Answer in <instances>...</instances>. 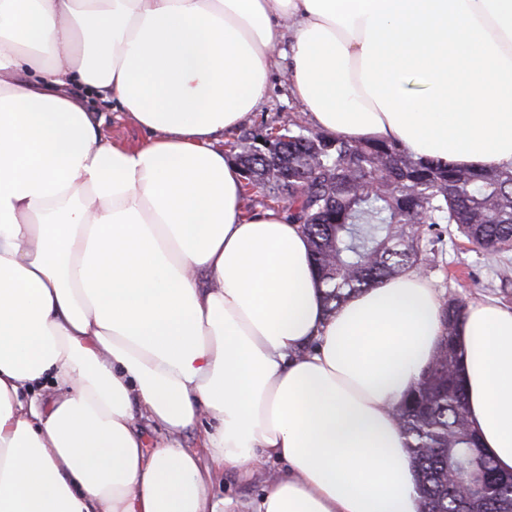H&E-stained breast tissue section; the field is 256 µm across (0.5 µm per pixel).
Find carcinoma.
Returning a JSON list of instances; mask_svg holds the SVG:
<instances>
[{"label":"carcinoma","instance_id":"cac0c4a2","mask_svg":"<svg viewBox=\"0 0 512 512\" xmlns=\"http://www.w3.org/2000/svg\"><path fill=\"white\" fill-rule=\"evenodd\" d=\"M288 136V141L281 137ZM244 191L301 224L331 313L351 296L428 260L443 233L493 254L512 250V169L421 161L390 140L349 141L288 121L233 143ZM466 305L440 310L437 354L396 406L423 512H512L503 474L471 428L459 328Z\"/></svg>","mask_w":512,"mask_h":512}]
</instances>
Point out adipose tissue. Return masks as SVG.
<instances>
[{
    "instance_id": "obj_1",
    "label": "adipose tissue",
    "mask_w": 512,
    "mask_h": 512,
    "mask_svg": "<svg viewBox=\"0 0 512 512\" xmlns=\"http://www.w3.org/2000/svg\"><path fill=\"white\" fill-rule=\"evenodd\" d=\"M287 20L316 128L512 167V0H0V512H242L214 477L275 463L256 512H421L392 410L433 361L436 288L412 271L326 313L300 225L245 212L219 144ZM94 96L146 139L108 141ZM459 334L512 471V309L469 305Z\"/></svg>"
}]
</instances>
